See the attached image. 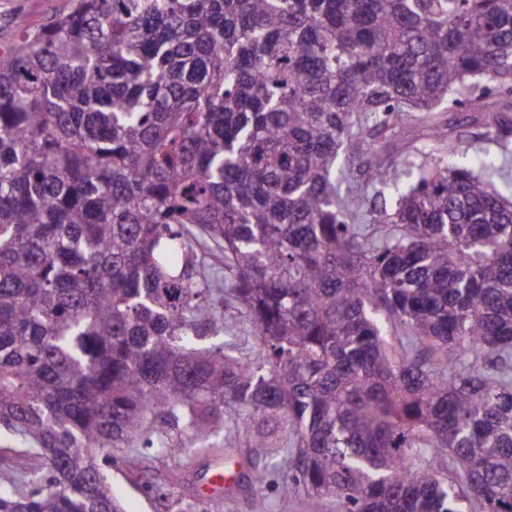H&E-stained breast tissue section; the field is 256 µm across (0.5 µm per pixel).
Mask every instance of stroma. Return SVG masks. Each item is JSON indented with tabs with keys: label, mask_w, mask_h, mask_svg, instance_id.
Instances as JSON below:
<instances>
[{
	"label": "stroma",
	"mask_w": 512,
	"mask_h": 512,
	"mask_svg": "<svg viewBox=\"0 0 512 512\" xmlns=\"http://www.w3.org/2000/svg\"><path fill=\"white\" fill-rule=\"evenodd\" d=\"M68 0H0V46L15 37L16 22L42 25ZM437 120H452L462 136L457 148L471 155L485 150L499 154L500 148L486 138V130L471 124L467 106L457 105L438 112ZM118 466L109 468L112 492L123 512H252L254 494H261L268 512H337L336 500L325 497L310 503L300 495L284 496L281 485L288 474L283 457L268 456L263 448H200L185 458L159 456L152 448H118L114 451ZM234 474L220 497L202 495L217 470ZM263 470L266 480L260 490H253L249 474Z\"/></svg>",
	"instance_id": "1"
}]
</instances>
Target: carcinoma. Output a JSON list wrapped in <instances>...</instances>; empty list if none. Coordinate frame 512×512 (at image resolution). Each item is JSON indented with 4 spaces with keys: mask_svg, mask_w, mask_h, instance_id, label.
Listing matches in <instances>:
<instances>
[{
    "mask_svg": "<svg viewBox=\"0 0 512 512\" xmlns=\"http://www.w3.org/2000/svg\"><path fill=\"white\" fill-rule=\"evenodd\" d=\"M447 102L512 137V0H70L19 27L0 426L38 467L0 469V512H122L99 459L180 453L184 431L236 448L230 404L263 415L250 447L287 454L286 495L512 512V206L489 190L512 173L487 152L390 162L395 130ZM343 148L387 187L377 235L341 196ZM218 300L256 359L210 341ZM227 304V303H226ZM228 305V304H227ZM224 326L233 324V336L226 339H232L235 343V355L242 358H252L259 352V343L251 330L250 325L245 320L244 315L239 309L227 306L223 309Z\"/></svg>",
    "mask_w": 512,
    "mask_h": 512,
    "instance_id": "carcinoma-1",
    "label": "carcinoma"
}]
</instances>
